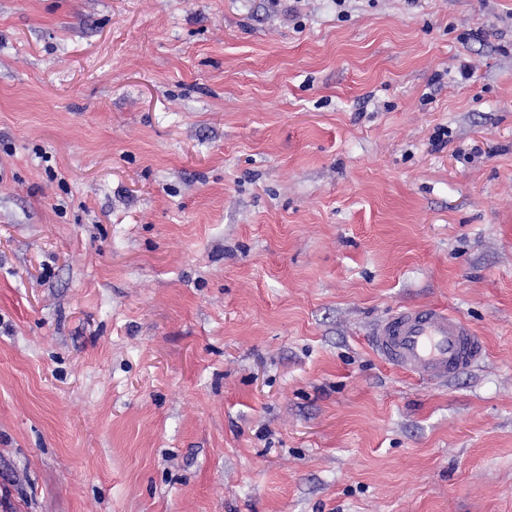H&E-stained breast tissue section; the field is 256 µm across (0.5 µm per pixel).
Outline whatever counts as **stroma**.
Returning <instances> with one entry per match:
<instances>
[{"label": "stroma", "instance_id": "35a3bbf8", "mask_svg": "<svg viewBox=\"0 0 512 512\" xmlns=\"http://www.w3.org/2000/svg\"><path fill=\"white\" fill-rule=\"evenodd\" d=\"M0 512H512V0H0ZM375 334L376 352L385 362L422 379L455 377L484 358L474 330L437 306H399Z\"/></svg>", "mask_w": 512, "mask_h": 512}]
</instances>
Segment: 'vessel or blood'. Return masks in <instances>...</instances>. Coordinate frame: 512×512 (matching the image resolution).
I'll return each instance as SVG.
<instances>
[{"label":"vessel or blood","instance_id":"obj_1","mask_svg":"<svg viewBox=\"0 0 512 512\" xmlns=\"http://www.w3.org/2000/svg\"><path fill=\"white\" fill-rule=\"evenodd\" d=\"M375 349L396 369L422 379L454 377L483 359V345L461 318L437 306H400L376 327Z\"/></svg>","mask_w":512,"mask_h":512}]
</instances>
